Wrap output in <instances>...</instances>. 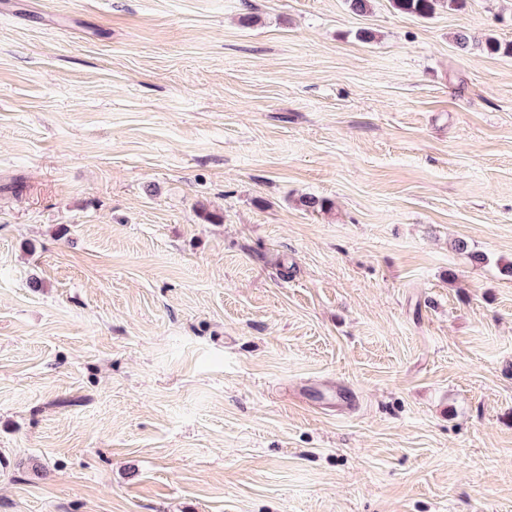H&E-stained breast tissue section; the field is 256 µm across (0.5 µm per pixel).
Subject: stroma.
<instances>
[{"label":"stroma","instance_id":"35a3bbf8","mask_svg":"<svg viewBox=\"0 0 512 512\" xmlns=\"http://www.w3.org/2000/svg\"><path fill=\"white\" fill-rule=\"evenodd\" d=\"M489 38L512 0H0V512H512ZM461 0H392L393 7L406 14L418 17H429L434 14L437 6L457 7Z\"/></svg>","mask_w":512,"mask_h":512}]
</instances>
